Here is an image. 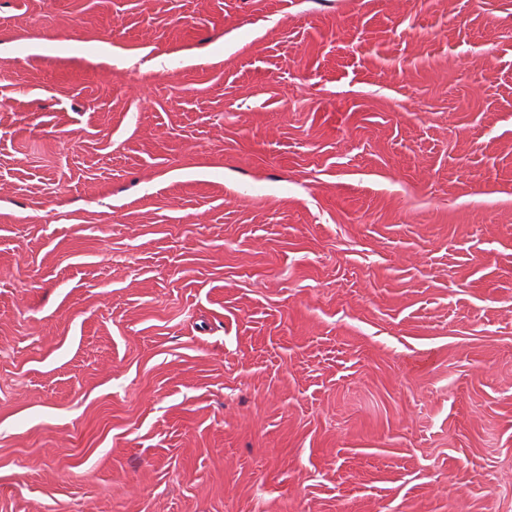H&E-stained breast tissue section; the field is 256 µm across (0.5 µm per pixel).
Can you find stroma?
Wrapping results in <instances>:
<instances>
[{
    "label": "stroma",
    "mask_w": 512,
    "mask_h": 512,
    "mask_svg": "<svg viewBox=\"0 0 512 512\" xmlns=\"http://www.w3.org/2000/svg\"><path fill=\"white\" fill-rule=\"evenodd\" d=\"M0 512H512V0H0Z\"/></svg>",
    "instance_id": "stroma-1"
}]
</instances>
